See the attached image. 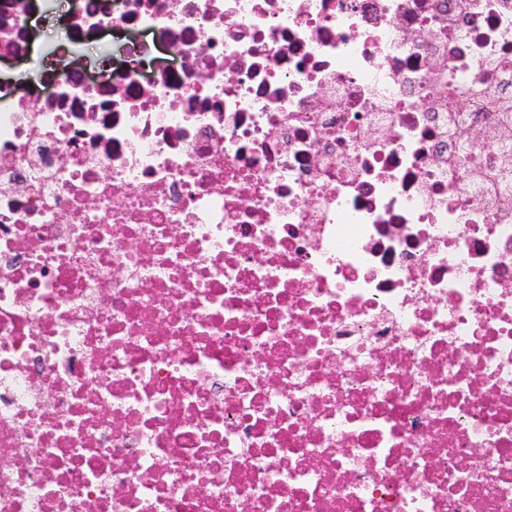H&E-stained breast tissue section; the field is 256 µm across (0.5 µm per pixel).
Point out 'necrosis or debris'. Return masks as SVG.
<instances>
[{
    "mask_svg": "<svg viewBox=\"0 0 512 512\" xmlns=\"http://www.w3.org/2000/svg\"><path fill=\"white\" fill-rule=\"evenodd\" d=\"M68 16L0 85V512H512V0ZM66 29L61 25L45 27L33 44L30 56L25 60H0L1 78L22 72L28 77L38 78L49 67L44 45L55 46L64 40Z\"/></svg>",
    "mask_w": 512,
    "mask_h": 512,
    "instance_id": "4bbe7bcc",
    "label": "necrosis or debris"
}]
</instances>
